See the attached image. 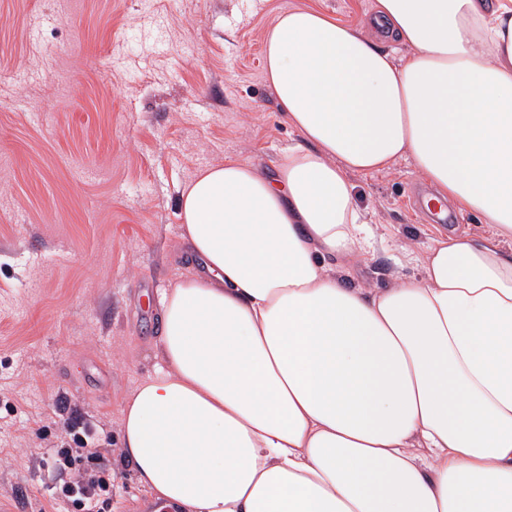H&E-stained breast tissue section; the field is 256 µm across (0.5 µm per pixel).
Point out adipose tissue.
Returning <instances> with one entry per match:
<instances>
[{
  "instance_id": "obj_1",
  "label": "adipose tissue",
  "mask_w": 512,
  "mask_h": 512,
  "mask_svg": "<svg viewBox=\"0 0 512 512\" xmlns=\"http://www.w3.org/2000/svg\"><path fill=\"white\" fill-rule=\"evenodd\" d=\"M375 10L279 13L265 75L302 144L275 175L228 160L180 192L202 268L163 294L160 364L120 424L159 507L512 512V0ZM403 158L485 230L370 290L350 177Z\"/></svg>"
}]
</instances>
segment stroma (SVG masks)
Instances as JSON below:
<instances>
[{
    "label": "stroma",
    "mask_w": 512,
    "mask_h": 512,
    "mask_svg": "<svg viewBox=\"0 0 512 512\" xmlns=\"http://www.w3.org/2000/svg\"><path fill=\"white\" fill-rule=\"evenodd\" d=\"M374 0H0V505L61 512L50 449L96 432L114 472L111 512L155 505L120 446L124 403L158 360L159 302L191 271L180 258L181 189L241 158L273 172L300 133L264 75L263 40L282 11L318 8L356 25ZM387 249L355 279L385 288L417 274L434 223L431 185L410 160L351 177Z\"/></svg>",
    "instance_id": "stroma-1"
}]
</instances>
